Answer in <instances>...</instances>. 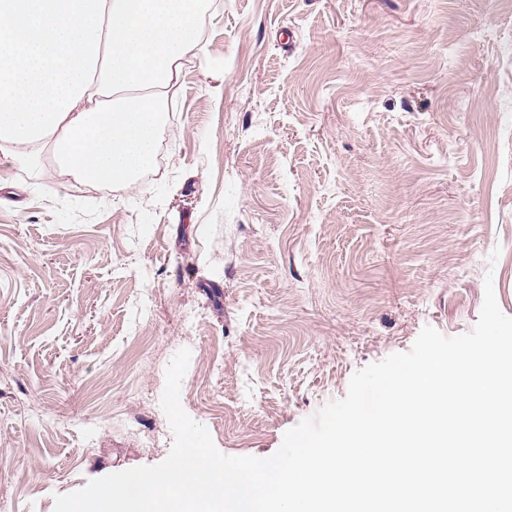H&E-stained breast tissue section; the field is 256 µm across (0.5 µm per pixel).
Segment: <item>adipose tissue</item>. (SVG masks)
I'll return each mask as SVG.
<instances>
[{
	"label": "adipose tissue",
	"instance_id": "ef3b65f1",
	"mask_svg": "<svg viewBox=\"0 0 512 512\" xmlns=\"http://www.w3.org/2000/svg\"><path fill=\"white\" fill-rule=\"evenodd\" d=\"M206 0H0V172L135 188Z\"/></svg>",
	"mask_w": 512,
	"mask_h": 512
}]
</instances>
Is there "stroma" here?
Returning <instances> with one entry per match:
<instances>
[{"mask_svg":"<svg viewBox=\"0 0 512 512\" xmlns=\"http://www.w3.org/2000/svg\"><path fill=\"white\" fill-rule=\"evenodd\" d=\"M170 107L135 189L48 160L0 189V512L163 461L180 349L183 410L267 458L424 326L470 331L486 274L512 316L501 0H209Z\"/></svg>","mask_w":512,"mask_h":512,"instance_id":"1","label":"stroma"}]
</instances>
